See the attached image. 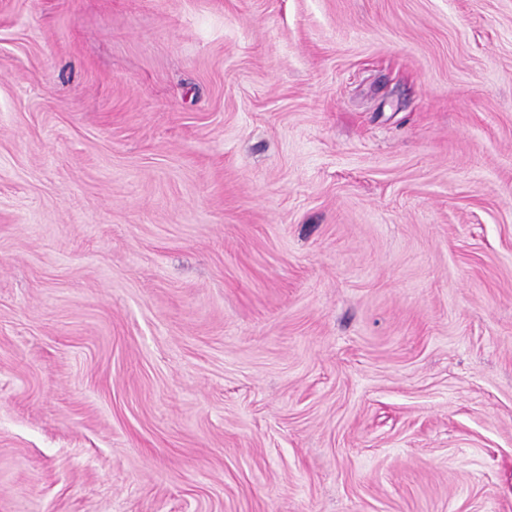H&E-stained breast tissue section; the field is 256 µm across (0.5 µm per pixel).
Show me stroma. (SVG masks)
Wrapping results in <instances>:
<instances>
[{"label": "stroma", "mask_w": 512, "mask_h": 512, "mask_svg": "<svg viewBox=\"0 0 512 512\" xmlns=\"http://www.w3.org/2000/svg\"><path fill=\"white\" fill-rule=\"evenodd\" d=\"M0 512H512V0H0Z\"/></svg>", "instance_id": "obj_1"}]
</instances>
